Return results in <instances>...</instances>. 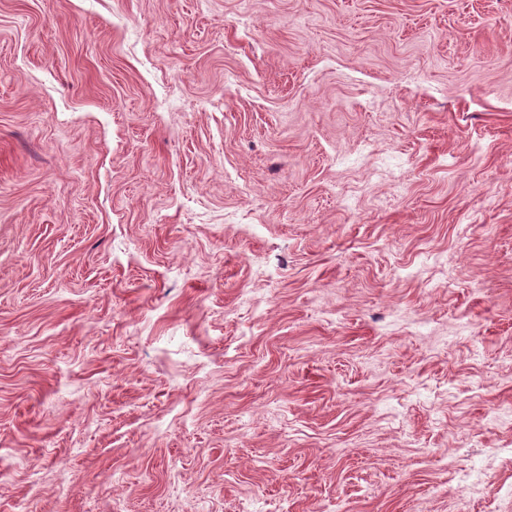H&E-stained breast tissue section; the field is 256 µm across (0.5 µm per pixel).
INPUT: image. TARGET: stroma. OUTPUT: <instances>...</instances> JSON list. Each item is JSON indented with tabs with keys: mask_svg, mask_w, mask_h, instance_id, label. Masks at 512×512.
I'll return each instance as SVG.
<instances>
[{
	"mask_svg": "<svg viewBox=\"0 0 512 512\" xmlns=\"http://www.w3.org/2000/svg\"><path fill=\"white\" fill-rule=\"evenodd\" d=\"M509 407L512 0H0V512H512ZM491 463L479 461L475 463L468 471L459 475V481L472 491H480L484 487V480L490 470Z\"/></svg>",
	"mask_w": 512,
	"mask_h": 512,
	"instance_id": "1",
	"label": "stroma"
}]
</instances>
